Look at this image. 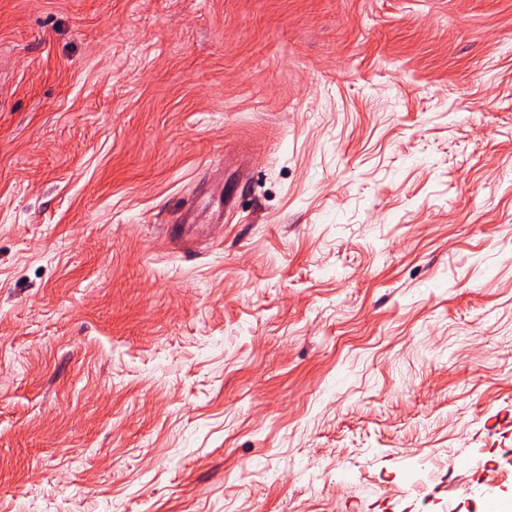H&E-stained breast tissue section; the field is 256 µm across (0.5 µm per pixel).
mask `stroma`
Instances as JSON below:
<instances>
[{"label":"stroma","mask_w":512,"mask_h":512,"mask_svg":"<svg viewBox=\"0 0 512 512\" xmlns=\"http://www.w3.org/2000/svg\"><path fill=\"white\" fill-rule=\"evenodd\" d=\"M0 512H512V0H0Z\"/></svg>","instance_id":"obj_1"}]
</instances>
